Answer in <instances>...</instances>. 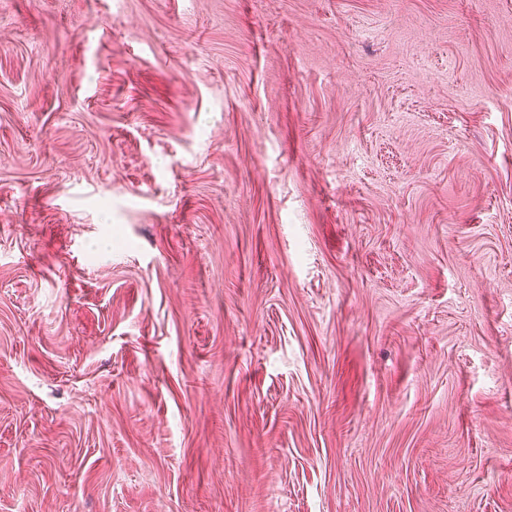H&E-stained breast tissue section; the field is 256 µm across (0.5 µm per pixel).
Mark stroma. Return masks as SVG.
<instances>
[{"mask_svg":"<svg viewBox=\"0 0 512 512\" xmlns=\"http://www.w3.org/2000/svg\"><path fill=\"white\" fill-rule=\"evenodd\" d=\"M0 512H512V0H0Z\"/></svg>","mask_w":512,"mask_h":512,"instance_id":"1","label":"stroma"}]
</instances>
